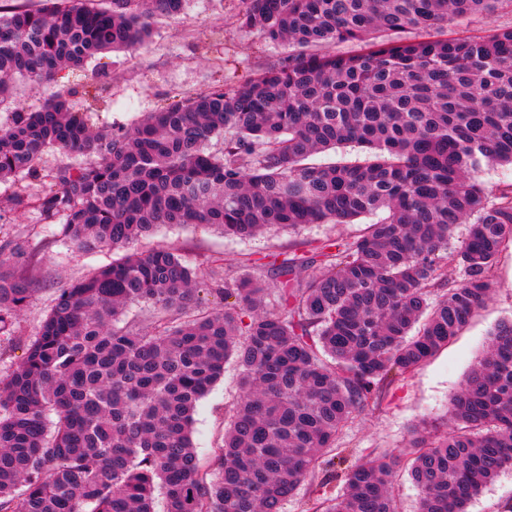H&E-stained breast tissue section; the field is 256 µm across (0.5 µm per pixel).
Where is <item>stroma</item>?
Masks as SVG:
<instances>
[{
	"instance_id": "obj_1",
	"label": "stroma",
	"mask_w": 512,
	"mask_h": 512,
	"mask_svg": "<svg viewBox=\"0 0 512 512\" xmlns=\"http://www.w3.org/2000/svg\"><path fill=\"white\" fill-rule=\"evenodd\" d=\"M244 9V0H186L177 18L154 24L138 53L99 55L84 69L60 71L50 84L36 90L16 82L11 99L0 107V125L8 124L16 109H38L59 92L67 93L72 110L87 115L93 126L127 128L146 113L184 96L217 86L233 89L288 54L287 48L269 43L258 29L241 24ZM67 161V155L51 150L41 160L40 178L0 182V244L22 247L23 265L33 286L11 335L0 336L2 378L21 364L26 345L50 312L58 289L114 257L109 249L76 252L64 243L60 223H47L31 207L9 210L4 206L13 193L39 194L44 175ZM361 231L358 224H312L240 239L205 225H164L135 247L140 251L174 247L191 266L204 272L225 271L232 281L254 274V259L264 255L299 256L309 251L311 242L351 240ZM491 280V297L468 326L417 370L395 380L379 401L342 428L335 450L298 486L282 512H324L344 493L352 466L370 454L399 453L415 425L426 424L434 438L446 432L451 398L481 357L497 324L512 318L511 241L502 246ZM239 395L240 372L231 361L224 367L223 382L201 400L194 415L192 438L202 466L213 463L224 434V416Z\"/></svg>"
}]
</instances>
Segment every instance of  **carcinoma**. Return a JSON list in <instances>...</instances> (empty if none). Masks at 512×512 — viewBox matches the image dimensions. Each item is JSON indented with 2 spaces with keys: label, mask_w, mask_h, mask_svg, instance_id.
Instances as JSON below:
<instances>
[{
  "label": "carcinoma",
  "mask_w": 512,
  "mask_h": 512,
  "mask_svg": "<svg viewBox=\"0 0 512 512\" xmlns=\"http://www.w3.org/2000/svg\"><path fill=\"white\" fill-rule=\"evenodd\" d=\"M183 2L0 5V104L20 79L40 88L98 54L139 51ZM496 2L245 0L242 24L292 53L235 89L185 97L130 129L94 128L61 95L0 125V181L39 177L50 149L86 157L12 207L62 221L79 252L126 250L58 290L23 362L0 379V512H156L159 491L166 512H281L338 430L457 336L512 241V188L479 179L485 165H512V29L444 33ZM346 41L362 47L322 50ZM344 145L366 159L309 162ZM369 217L352 241L270 255L259 268L272 284L239 280L221 311L201 310L202 275L176 249L132 250L164 224L249 238ZM461 224L468 235L450 251ZM22 258L0 247V335L32 292ZM450 263L464 272L451 286ZM134 304L158 311L149 330L117 327ZM230 360L241 394L205 470L193 413ZM450 416L436 441L415 428L402 455L351 468L326 512H395L403 459L419 512H467L512 468V319L491 333Z\"/></svg>",
  "instance_id": "obj_1"
}]
</instances>
